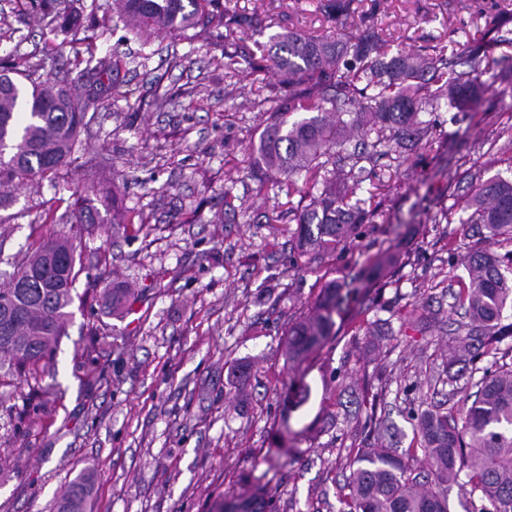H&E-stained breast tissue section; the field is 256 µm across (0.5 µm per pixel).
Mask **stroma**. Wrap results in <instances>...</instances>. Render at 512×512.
Segmentation results:
<instances>
[{
	"label": "stroma",
	"mask_w": 512,
	"mask_h": 512,
	"mask_svg": "<svg viewBox=\"0 0 512 512\" xmlns=\"http://www.w3.org/2000/svg\"><path fill=\"white\" fill-rule=\"evenodd\" d=\"M325 0H229V9L256 18L229 40L208 34L187 40L152 34L141 42L111 24L90 37L95 56L119 50L124 62L114 91L92 101L82 134L85 158L120 161L117 175L100 172L99 222L82 239L85 271L76 283L88 301L76 308L53 351L50 392L19 383L0 387V512H56L64 488L85 469L97 480L91 512H209L221 494L260 480L278 512H337L347 472L341 458L360 443V424L346 407L365 382L383 371L392 382L386 416L412 435V412L432 357L446 351L440 326H402V306H426L449 319L450 295L463 268L448 256L477 244L459 224L427 221L425 206L464 178L475 141L497 128L498 107L512 96L485 95L472 112H439L440 137L430 149L407 151L403 165L382 159L371 178L379 208L353 240L320 258L299 255L289 209L305 193L281 189L254 161L263 117L255 98L277 99L286 85L266 64L243 54L256 42L297 29L335 33ZM468 0H360L391 48L422 50L445 43L464 52L493 12L478 15ZM240 55L237 71L210 66L212 56ZM74 49L52 37L30 0H0V65L43 74L71 67ZM163 93L172 102L156 109ZM82 172L61 170L16 191L0 213V255L16 254L39 236L70 232L68 220ZM246 199L229 210L225 193ZM142 215L149 229L112 230V201ZM401 234L402 256L382 289L383 310L368 314L383 353L367 361L365 338L342 328L309 367L312 394L290 427L317 423L315 443L299 442L289 457L269 458L280 426L279 393L293 372L278 349L289 319L307 310L331 280H352L386 238ZM138 290L130 313L118 318L102 302L97 273ZM342 389L324 395L322 371Z\"/></svg>",
	"instance_id": "stroma-1"
}]
</instances>
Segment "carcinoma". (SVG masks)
I'll return each mask as SVG.
<instances>
[{
  "instance_id": "carcinoma-1",
  "label": "carcinoma",
  "mask_w": 512,
  "mask_h": 512,
  "mask_svg": "<svg viewBox=\"0 0 512 512\" xmlns=\"http://www.w3.org/2000/svg\"><path fill=\"white\" fill-rule=\"evenodd\" d=\"M36 9L53 15L54 33L76 35L60 0H34ZM358 0H328L325 8L336 24L365 26L369 16L357 14ZM112 21L131 34L165 32L184 35L197 27L225 29L222 38L240 27L238 15L223 0H112ZM269 67L288 84L308 83L312 91L292 92L274 111L265 101L253 108L267 115L258 160L277 183L292 188L298 180L308 187L309 203L297 214L296 247L318 255L355 237L373 223L374 209L357 196L371 180L377 162L400 155L407 145L431 146L437 123L424 119L441 110L466 112L485 91L501 82L498 94L512 95V55H494L512 45V29L487 30L474 38L470 59L462 60L446 45L427 54L399 51L388 56L386 42L363 32L342 41L314 38L300 31L271 38ZM118 61L105 56L94 68L95 82L112 80ZM85 112L65 79L39 80L13 69L0 70V210L14 202L11 189L34 178L53 179L61 167L77 160ZM375 135L370 141L368 137ZM506 139L512 147V116L499 122L490 147ZM75 206L71 226L80 232L96 223L90 192ZM463 203H439L429 215L433 224H477L492 243L512 237V179L484 177L478 170L461 195ZM399 260L393 246L379 249L367 271L372 279ZM462 266L467 279L458 281L455 304L464 319L453 322L448 353L440 354L439 370L419 386L438 393L449 387L446 400L417 414V430L400 452L379 443L352 448L346 456L349 496L338 498V512H451L448 489L478 498L480 512H512V323H503L512 309V251L500 256L474 248L449 257ZM81 254L72 236L41 240L19 260L0 286V386L14 380L38 384L49 373L53 348L65 334L78 298L76 281ZM112 315L127 313L136 295L114 284L108 289ZM360 289L326 283L308 311L288 324L282 353L289 367L300 370L285 387L288 412H296L311 396L302 365L336 341V318L344 311L355 321L368 308ZM504 361L493 371L476 359ZM470 367L477 391L464 411L452 404L460 370ZM95 474L86 471L67 484L57 512H87ZM215 512H276L273 498L258 488L215 506Z\"/></svg>"
}]
</instances>
